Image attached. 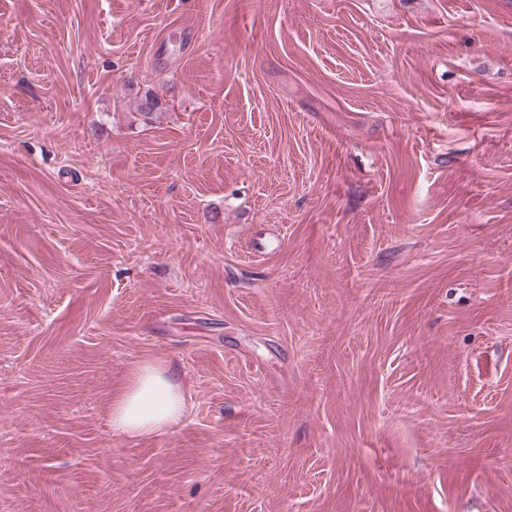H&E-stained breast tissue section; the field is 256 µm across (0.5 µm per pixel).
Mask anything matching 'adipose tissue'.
I'll return each instance as SVG.
<instances>
[{"label": "adipose tissue", "mask_w": 512, "mask_h": 512, "mask_svg": "<svg viewBox=\"0 0 512 512\" xmlns=\"http://www.w3.org/2000/svg\"><path fill=\"white\" fill-rule=\"evenodd\" d=\"M184 410L182 387L176 377L163 364L143 361L112 399V429L127 437L160 433L178 423Z\"/></svg>", "instance_id": "1"}]
</instances>
